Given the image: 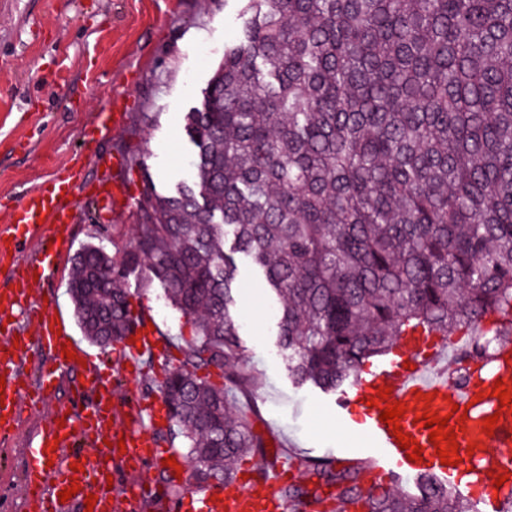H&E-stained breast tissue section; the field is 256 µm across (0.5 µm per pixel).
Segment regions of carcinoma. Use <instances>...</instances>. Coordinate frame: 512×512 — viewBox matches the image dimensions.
<instances>
[{
  "label": "carcinoma",
  "instance_id": "carcinoma-1",
  "mask_svg": "<svg viewBox=\"0 0 512 512\" xmlns=\"http://www.w3.org/2000/svg\"><path fill=\"white\" fill-rule=\"evenodd\" d=\"M197 106L185 114L193 176L159 192L140 154L141 222L125 249L83 246L68 292L107 348L144 329L120 282H158L191 338L155 388L157 441L187 460L176 492L268 458L228 397L259 384L243 361L236 256L277 304V347L297 385L325 393L419 330L472 337L473 359L512 340V0H245ZM365 462L307 461L322 512H477L433 470L417 492L366 485ZM336 488L326 499L319 489Z\"/></svg>",
  "mask_w": 512,
  "mask_h": 512
}]
</instances>
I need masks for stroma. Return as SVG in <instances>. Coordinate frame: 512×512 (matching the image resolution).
<instances>
[{"mask_svg": "<svg viewBox=\"0 0 512 512\" xmlns=\"http://www.w3.org/2000/svg\"><path fill=\"white\" fill-rule=\"evenodd\" d=\"M242 6L243 0H0V225L28 189L49 183L85 144L108 160L138 150L159 190L190 179L184 115L197 105L225 45L241 27ZM112 97L126 112L121 127L104 137L96 115ZM139 112L152 119L136 133L132 119ZM98 174L97 166L87 163L79 185L87 197L45 295L69 336L111 377L118 397L149 402L155 395L146 386L162 375L167 360L147 358L136 374H125L123 345L105 352L89 344L67 290L72 259L84 244L122 249L135 235L139 176H122L125 206L108 216L90 200ZM239 268L244 361L261 380L255 395L260 425L275 455L299 465L310 458L343 464L370 459L367 441L352 426L359 412H352L350 421L337 420L333 397L292 382L276 346L277 318L265 285L247 261ZM125 286L140 293L148 324L162 337L188 334L160 287L140 289L134 276ZM46 418L44 410L23 409L18 437L0 442V492L9 495V512H24L21 448Z\"/></svg>", "mask_w": 512, "mask_h": 512, "instance_id": "stroma-1", "label": "stroma"}]
</instances>
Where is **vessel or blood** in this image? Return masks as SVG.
Masks as SVG:
<instances>
[{
    "mask_svg": "<svg viewBox=\"0 0 512 512\" xmlns=\"http://www.w3.org/2000/svg\"><path fill=\"white\" fill-rule=\"evenodd\" d=\"M79 173L71 171L50 183L29 190L12 208L7 224L0 226V241H8L11 251L0 253V269L15 274L19 250L30 243L40 247L39 275L51 272L58 257L70 242V230L76 223L79 199ZM35 288H0V323L25 313L34 298ZM57 312L47 307L36 314L30 335L0 336V438L8 440L16 433V420L27 406L50 407L48 422L37 429L24 450V489L31 512H140L145 494L143 484L109 486V479L131 470L140 474L162 468L168 449L159 447L152 433L161 426L164 414L158 402L133 403L120 408L112 384L93 357L85 355L69 335L58 332ZM36 344L47 348L56 364L65 365V352L75 353L83 382L69 408L54 406L53 377L37 381L26 379L20 361L25 349ZM160 341L153 333L137 336L125 344V366L134 368L143 356L159 353ZM405 361L393 362L373 371L369 379L356 382L336 397V407L344 411L369 402L365 429L377 460L368 472L371 481L386 482L393 477L413 476L427 469L454 479L459 467L471 470L469 493L482 503L484 512H501L504 501L512 496V408L500 405L493 396L495 385L512 389V345H503L495 363L485 370L474 386L458 387L448 370L460 350L457 340L425 341L414 336L403 339ZM388 389L380 397V389ZM403 403L406 410L399 420L403 434L415 439L423 451L417 462L407 459L392 427L380 420L387 405ZM429 413L448 417L460 451L459 466L442 464L430 431L419 422ZM496 417L493 430L484 420ZM295 468L277 461L270 474L262 478H235L208 489L198 501L177 503L178 512H292V504L281 498L279 488L294 477ZM505 475L503 485L493 479ZM77 485L76 495L61 501L59 494ZM93 507H86L88 497Z\"/></svg>",
    "mask_w": 512,
    "mask_h": 512,
    "instance_id": "1",
    "label": "vessel or blood"
}]
</instances>
